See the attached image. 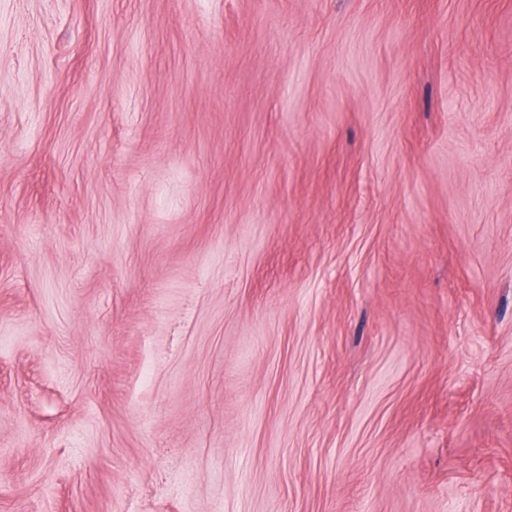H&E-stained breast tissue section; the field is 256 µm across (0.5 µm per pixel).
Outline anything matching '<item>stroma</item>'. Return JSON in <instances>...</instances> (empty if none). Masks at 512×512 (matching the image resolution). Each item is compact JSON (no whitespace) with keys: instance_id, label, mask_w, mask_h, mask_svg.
<instances>
[{"instance_id":"35a3bbf8","label":"stroma","mask_w":512,"mask_h":512,"mask_svg":"<svg viewBox=\"0 0 512 512\" xmlns=\"http://www.w3.org/2000/svg\"><path fill=\"white\" fill-rule=\"evenodd\" d=\"M0 512H512V0H0Z\"/></svg>"}]
</instances>
